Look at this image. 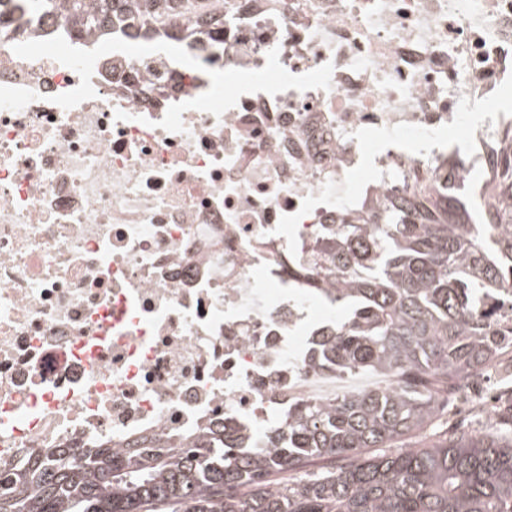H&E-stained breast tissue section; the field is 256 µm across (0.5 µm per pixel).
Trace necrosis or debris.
Instances as JSON below:
<instances>
[{"instance_id": "obj_1", "label": "necrosis or debris", "mask_w": 512, "mask_h": 512, "mask_svg": "<svg viewBox=\"0 0 512 512\" xmlns=\"http://www.w3.org/2000/svg\"><path fill=\"white\" fill-rule=\"evenodd\" d=\"M178 66L63 13L0 37V471L50 449L262 441L335 325L340 221L483 169L512 0H204Z\"/></svg>"}]
</instances>
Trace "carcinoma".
I'll use <instances>...</instances> for the list:
<instances>
[{"instance_id": "obj_1", "label": "carcinoma", "mask_w": 512, "mask_h": 512, "mask_svg": "<svg viewBox=\"0 0 512 512\" xmlns=\"http://www.w3.org/2000/svg\"><path fill=\"white\" fill-rule=\"evenodd\" d=\"M32 2L86 35L117 23L146 36L176 16L171 40L212 38L185 0ZM488 165L474 204L453 167L446 186L391 197L311 252L346 277L330 289L343 316L312 340L308 365L388 384L288 406L261 448L218 430L177 449L39 454L0 473V512H512V416L484 436L368 452L423 431L448 395L512 362V132ZM315 464L308 481L279 478Z\"/></svg>"}]
</instances>
